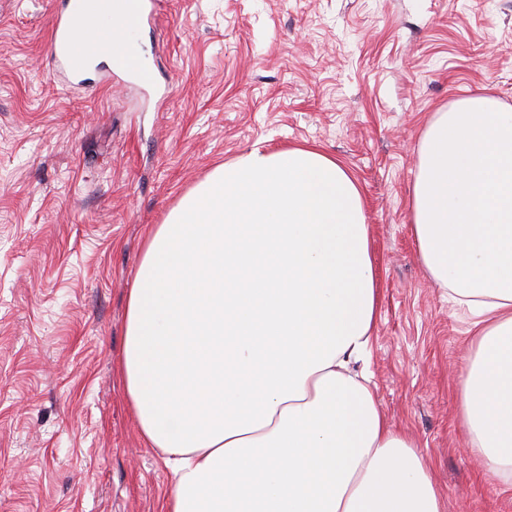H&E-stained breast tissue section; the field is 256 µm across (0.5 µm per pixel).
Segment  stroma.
Listing matches in <instances>:
<instances>
[{"label":"stroma","instance_id":"1","mask_svg":"<svg viewBox=\"0 0 512 512\" xmlns=\"http://www.w3.org/2000/svg\"><path fill=\"white\" fill-rule=\"evenodd\" d=\"M59 0H0V512H161L171 474L117 380L149 228L251 150L313 146L357 179L380 315L368 370L448 512H512L456 419L469 320L411 231L421 133L455 101L512 109V0H159L61 83Z\"/></svg>","mask_w":512,"mask_h":512}]
</instances>
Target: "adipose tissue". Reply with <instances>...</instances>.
Segmentation results:
<instances>
[{
  "instance_id": "obj_1",
  "label": "adipose tissue",
  "mask_w": 512,
  "mask_h": 512,
  "mask_svg": "<svg viewBox=\"0 0 512 512\" xmlns=\"http://www.w3.org/2000/svg\"><path fill=\"white\" fill-rule=\"evenodd\" d=\"M123 26L95 0L76 44ZM412 231L474 334L457 418L512 485V111L472 96L423 130ZM380 295L355 178L311 147L216 168L151 231L119 383L173 474L163 512H446L366 361Z\"/></svg>"
}]
</instances>
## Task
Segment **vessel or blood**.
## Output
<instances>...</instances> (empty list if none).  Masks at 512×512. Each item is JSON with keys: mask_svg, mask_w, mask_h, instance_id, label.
<instances>
[{"mask_svg": "<svg viewBox=\"0 0 512 512\" xmlns=\"http://www.w3.org/2000/svg\"><path fill=\"white\" fill-rule=\"evenodd\" d=\"M84 19L83 0H69L65 10L54 15L49 22L51 54L58 74L76 77L89 66L94 56L104 52L111 57L115 73L132 77L145 86L152 84V75L144 70L139 58L126 47L122 36L109 39L101 48H77L73 42V33Z\"/></svg>", "mask_w": 512, "mask_h": 512, "instance_id": "1", "label": "vessel or blood"}]
</instances>
